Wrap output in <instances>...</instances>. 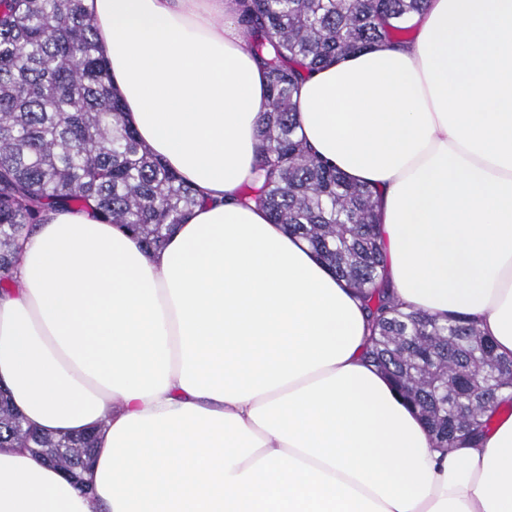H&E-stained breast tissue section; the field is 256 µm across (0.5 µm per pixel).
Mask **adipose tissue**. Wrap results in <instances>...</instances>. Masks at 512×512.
<instances>
[{
    "mask_svg": "<svg viewBox=\"0 0 512 512\" xmlns=\"http://www.w3.org/2000/svg\"><path fill=\"white\" fill-rule=\"evenodd\" d=\"M141 141L203 197L145 252L60 209L0 290V388L50 435L98 428L90 489L0 448V512H512V414L439 447L367 365V312L242 205L268 78L238 0H85ZM406 43L306 73L313 153L377 190L404 306L512 356V0H429Z\"/></svg>",
    "mask_w": 512,
    "mask_h": 512,
    "instance_id": "obj_1",
    "label": "adipose tissue"
}]
</instances>
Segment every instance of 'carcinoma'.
Wrapping results in <instances>:
<instances>
[{
  "mask_svg": "<svg viewBox=\"0 0 512 512\" xmlns=\"http://www.w3.org/2000/svg\"><path fill=\"white\" fill-rule=\"evenodd\" d=\"M427 0H241L248 45L268 74L254 183L241 201L309 243L368 310L364 359L389 377L439 445L478 443L495 395L512 388V357L460 316L406 310L382 275L374 190L318 159L298 130L302 73L383 42H403ZM202 199L139 140L84 0H0V289L16 243L46 214L90 208L161 248ZM28 448L83 478L94 432L51 437L24 424L0 391V448Z\"/></svg>",
  "mask_w": 512,
  "mask_h": 512,
  "instance_id": "obj_1",
  "label": "carcinoma"
}]
</instances>
